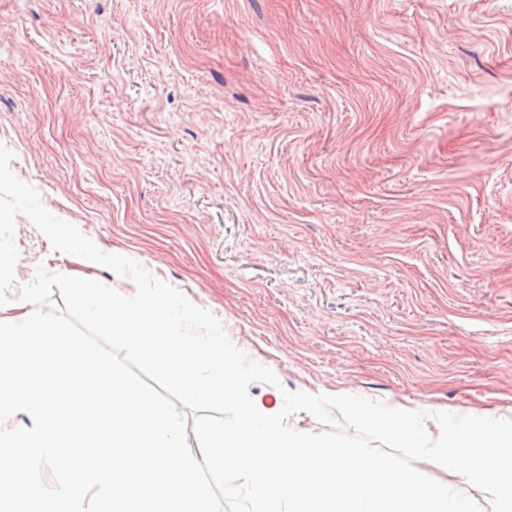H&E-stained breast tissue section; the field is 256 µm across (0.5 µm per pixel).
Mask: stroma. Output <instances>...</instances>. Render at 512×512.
I'll list each match as a JSON object with an SVG mask.
<instances>
[{
	"mask_svg": "<svg viewBox=\"0 0 512 512\" xmlns=\"http://www.w3.org/2000/svg\"><path fill=\"white\" fill-rule=\"evenodd\" d=\"M512 0H0V143L283 390L512 419ZM10 299L70 274L26 215Z\"/></svg>",
	"mask_w": 512,
	"mask_h": 512,
	"instance_id": "35a3bbf8",
	"label": "stroma"
}]
</instances>
